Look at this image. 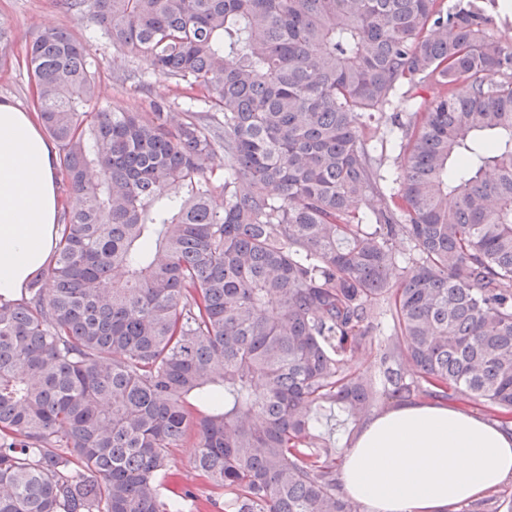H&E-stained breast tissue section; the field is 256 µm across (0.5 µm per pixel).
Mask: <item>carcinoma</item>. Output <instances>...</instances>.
I'll list each match as a JSON object with an SVG mask.
<instances>
[{"mask_svg": "<svg viewBox=\"0 0 512 512\" xmlns=\"http://www.w3.org/2000/svg\"><path fill=\"white\" fill-rule=\"evenodd\" d=\"M59 2L204 110L91 112L88 47L27 43L70 201L48 273L0 296V512H182L193 430L224 512H361L328 414L478 401L512 431V43L479 0ZM364 132L367 137L373 139L378 148V154H382L383 166L381 172L391 182L399 172V147L388 133L383 134V127L377 130L367 128ZM194 441L195 438L192 435L181 448H175L171 452L164 492L170 498L177 499L183 504V512H224L206 505L202 500L196 502L199 505V508L196 509L193 500L188 497L187 491L200 494L198 489H201L199 481L195 478L192 479L194 449L192 445Z\"/></svg>", "mask_w": 512, "mask_h": 512, "instance_id": "1", "label": "carcinoma"}]
</instances>
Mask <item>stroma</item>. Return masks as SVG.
<instances>
[{"mask_svg": "<svg viewBox=\"0 0 512 512\" xmlns=\"http://www.w3.org/2000/svg\"><path fill=\"white\" fill-rule=\"evenodd\" d=\"M0 26L6 28L11 36L6 59L0 62V99L10 100L22 109L29 111L33 108L25 65L26 45L36 32L46 27L69 31L98 57V107L121 106L136 111L149 92L167 95L178 104L183 101V89L176 87L173 80L160 71L149 73L148 88L144 91L137 89L134 84L121 83L118 79L121 71L142 69V62L119 56L101 32L65 12L57 0H0ZM192 455L193 448L188 443L173 449L165 480V493L179 500L184 512H217L216 508L206 504L194 505L191 499L192 492L198 491L200 487L198 480L192 476Z\"/></svg>", "mask_w": 512, "mask_h": 512, "instance_id": "obj_1", "label": "stroma"}]
</instances>
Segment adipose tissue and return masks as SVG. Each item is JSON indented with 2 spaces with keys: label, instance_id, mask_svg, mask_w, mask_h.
Masks as SVG:
<instances>
[{
  "label": "adipose tissue",
  "instance_id": "adipose-tissue-1",
  "mask_svg": "<svg viewBox=\"0 0 512 512\" xmlns=\"http://www.w3.org/2000/svg\"><path fill=\"white\" fill-rule=\"evenodd\" d=\"M57 154L34 115L0 102V295L43 272L57 238ZM512 477V434L434 403L365 423L343 456L344 495L365 512H456Z\"/></svg>",
  "mask_w": 512,
  "mask_h": 512
}]
</instances>
